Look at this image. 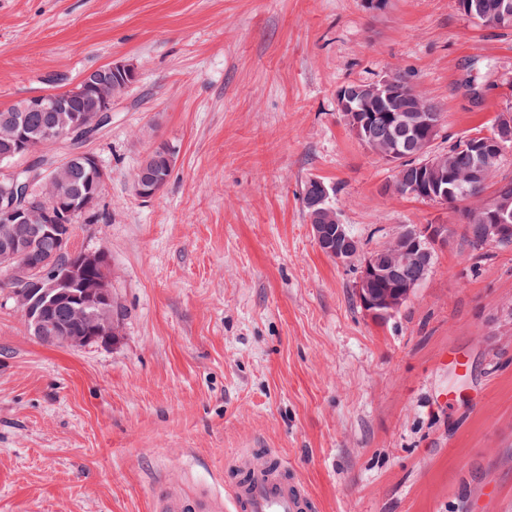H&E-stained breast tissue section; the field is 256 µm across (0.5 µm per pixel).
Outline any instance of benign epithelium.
Listing matches in <instances>:
<instances>
[{
    "instance_id": "benign-epithelium-1",
    "label": "benign epithelium",
    "mask_w": 512,
    "mask_h": 512,
    "mask_svg": "<svg viewBox=\"0 0 512 512\" xmlns=\"http://www.w3.org/2000/svg\"><path fill=\"white\" fill-rule=\"evenodd\" d=\"M132 67L134 64L129 62L114 61L108 73L95 77L86 74L80 79L81 84L89 86L97 101V108L92 111L77 112L58 104L51 106L46 96L38 95L29 98L30 104L24 111L0 121V138L10 141L11 145L10 150L0 154L1 161L11 162L17 156L40 159L36 165L5 171L10 187L0 192V276L12 284L11 295L17 309L33 335L41 340L82 348L96 340L110 345L119 335L116 318L96 315L101 304L112 301L109 256L103 249L72 250L71 235L78 218L94 209L108 183V174L98 157L86 151L81 143L112 120V105L129 90L127 85L112 82V72ZM398 86L396 76L389 72L364 86L362 95L391 102ZM353 98L355 95L346 94L341 100L340 112L346 125L369 149L370 141L362 132L367 121L362 119L360 110L350 105L349 100ZM30 112L52 113L45 133L38 138L25 133ZM376 118L397 126L411 119L414 132L425 145L423 153L419 154L420 168L427 172L437 166L436 155L430 148L441 125L440 113L422 111L405 115L396 109L382 112ZM511 124L512 114L502 112L494 123L495 132L464 139L465 146L478 161L475 180L482 181L486 176L485 159L505 148L498 130ZM65 142L71 144L66 155L60 160L51 158L48 148ZM76 163L89 171L91 177L88 189L78 194L72 189ZM164 182L152 154H146L134 176L133 191L141 198H151L160 192ZM406 192L443 206L452 198L466 195L460 186L448 185L446 172L434 183L409 185ZM34 194L41 200L37 207L29 204ZM479 218L484 221L482 244L512 242V211L500 207L484 209ZM311 230L319 248L336 262L347 264L360 259L357 293L364 310L375 319L393 315L425 278L432 258L429 245L448 242L445 224L405 225L392 241L381 246L382 255L373 251L363 255L358 241L346 235L342 224H313ZM35 239L52 242L56 253L67 252L71 260L62 266L54 265L51 256L34 248L32 241ZM389 279L397 282L396 290L382 294L373 291L375 283ZM61 306L67 318L88 322L89 335L69 336L66 323L61 321L50 325L51 317Z\"/></svg>"
}]
</instances>
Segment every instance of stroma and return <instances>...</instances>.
I'll return each mask as SVG.
<instances>
[{
  "instance_id": "35a3bbf8",
  "label": "stroma",
  "mask_w": 512,
  "mask_h": 512,
  "mask_svg": "<svg viewBox=\"0 0 512 512\" xmlns=\"http://www.w3.org/2000/svg\"><path fill=\"white\" fill-rule=\"evenodd\" d=\"M116 60L138 79L85 145L109 181L73 246L107 250L120 334L42 342L0 289V512H155L158 481L224 502L267 448L315 512H512V246L478 257L451 210L389 191L338 109L399 69L442 114L434 151L490 131L512 31L454 0H0V108ZM314 178L364 251L449 225L386 321L317 246ZM169 151L170 150H163L158 152L156 155L157 166L165 172L166 176H168L166 183H164V176L157 171L154 165L152 152H148L145 155L132 182V189L139 197L151 198L157 195L161 188L168 183L174 168V165L170 170L167 168V155L169 154Z\"/></svg>"
}]
</instances>
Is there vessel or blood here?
<instances>
[{
  "label": "vessel or blood",
  "mask_w": 512,
  "mask_h": 512,
  "mask_svg": "<svg viewBox=\"0 0 512 512\" xmlns=\"http://www.w3.org/2000/svg\"><path fill=\"white\" fill-rule=\"evenodd\" d=\"M231 490L232 512H313L315 504L305 486L282 459L257 466L239 459L225 472ZM157 512H217L214 496L183 498L156 485Z\"/></svg>",
  "instance_id": "vessel-or-blood-1"
}]
</instances>
